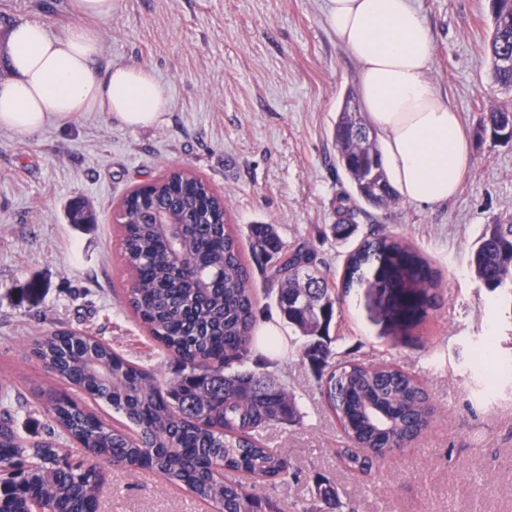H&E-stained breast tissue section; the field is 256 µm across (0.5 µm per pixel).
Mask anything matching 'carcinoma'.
Listing matches in <instances>:
<instances>
[{"label": "carcinoma", "instance_id": "cac0c4a2", "mask_svg": "<svg viewBox=\"0 0 512 512\" xmlns=\"http://www.w3.org/2000/svg\"><path fill=\"white\" fill-rule=\"evenodd\" d=\"M491 57L495 82L512 89V0H494ZM346 99L334 128L338 161L357 194L374 207L397 199L382 154L368 128L355 122ZM494 136L512 139V112L493 110ZM150 205L179 204L191 223L169 239L156 225L141 222V205L128 203L120 217L122 249L131 274L125 300L168 354L181 365L165 388L153 372L102 339L72 329H53L34 338L29 353L45 368L121 414L135 436L114 428L67 394L51 398L46 434L28 440L17 431L10 388H0V512H99L101 465L158 473L215 505L218 512H275L252 490L217 476L242 471L254 482L284 480L288 460L262 441L276 422L299 411L281 384L249 366L259 340L256 284L243 260L241 241L223 217L224 201L193 171L175 169L150 187ZM333 225L338 241L355 235L354 211L338 207ZM248 238L268 266L267 294L283 318L303 337L302 357L318 372L322 395L352 447L351 469L369 468L394 447L420 437L434 407L421 382L392 366L333 361L330 325L335 289L318 269L305 243L286 244L275 225L252 224ZM469 265L485 288L512 301V222L488 224ZM364 289L370 310L394 337L409 336L436 307L437 273L411 245L370 233L345 259L341 289ZM89 452L91 461L59 456L60 438ZM322 512L339 506L334 487L317 482Z\"/></svg>", "mask_w": 512, "mask_h": 512}]
</instances>
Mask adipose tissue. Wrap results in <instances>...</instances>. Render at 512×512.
I'll return each mask as SVG.
<instances>
[{
	"label": "adipose tissue",
	"instance_id": "adipose-tissue-1",
	"mask_svg": "<svg viewBox=\"0 0 512 512\" xmlns=\"http://www.w3.org/2000/svg\"><path fill=\"white\" fill-rule=\"evenodd\" d=\"M326 22L361 65L359 85L370 126L385 146L389 179L416 205L448 202L471 162L455 108L431 86L430 30L412 0H328ZM10 78L0 81V128L21 135L97 111L130 128L154 125L167 99L142 67L96 72L99 38L80 23L62 34L27 20L9 35Z\"/></svg>",
	"mask_w": 512,
	"mask_h": 512
}]
</instances>
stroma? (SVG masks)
Listing matches in <instances>:
<instances>
[{
  "instance_id": "stroma-1",
  "label": "stroma",
  "mask_w": 512,
  "mask_h": 512,
  "mask_svg": "<svg viewBox=\"0 0 512 512\" xmlns=\"http://www.w3.org/2000/svg\"><path fill=\"white\" fill-rule=\"evenodd\" d=\"M432 36L428 80L459 112L471 165L446 203L359 200L337 161L333 130L360 66L337 42L323 0H112L100 20L97 70L150 69L165 88L160 120L131 129L81 112L20 136L0 129V383L12 389L22 436L45 432L44 395L66 384L29 357L30 339L54 328L87 330L169 383L177 363L149 336L124 299L129 274L115 209L138 185L189 167L223 196L240 239L273 224L285 243L306 242L318 268L340 281L347 253L370 232L420 250L440 275V299L409 337L393 339L361 290L336 306V360L387 363L416 376L435 409L426 432L375 461L346 467L349 442L302 357L303 339L275 359L252 352L285 384L300 419L263 434L289 462L285 481L258 485L279 512L316 506L327 479L343 512H512V307L478 282L470 254L486 225L512 216V141L494 140L486 116L512 111L495 84L489 0H417ZM39 20L52 33L73 22L69 0H0V80L9 78L12 25ZM81 200L91 220L71 223ZM353 209L355 239L337 242V208ZM493 337L494 358L473 353ZM101 512H214L161 476L125 465L102 468Z\"/></svg>"
}]
</instances>
